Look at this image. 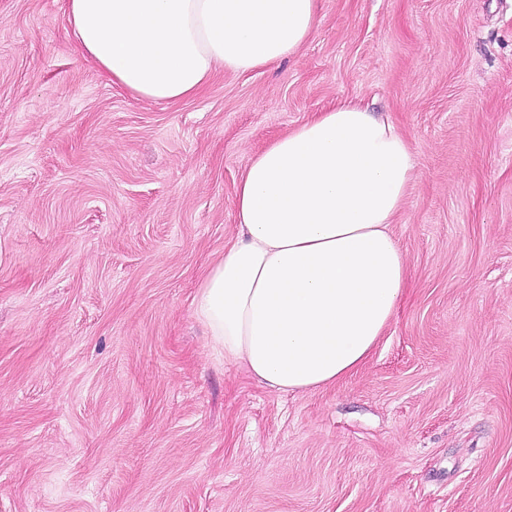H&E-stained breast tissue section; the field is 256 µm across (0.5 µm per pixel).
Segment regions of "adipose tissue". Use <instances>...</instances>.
Masks as SVG:
<instances>
[{
  "label": "adipose tissue",
  "mask_w": 512,
  "mask_h": 512,
  "mask_svg": "<svg viewBox=\"0 0 512 512\" xmlns=\"http://www.w3.org/2000/svg\"><path fill=\"white\" fill-rule=\"evenodd\" d=\"M67 14L81 54L154 103L192 97L219 67L282 62L316 24L315 0H67ZM415 170L395 125L353 103L250 160L235 189L237 233L194 299L225 362L288 393L367 360L403 295L393 224Z\"/></svg>",
  "instance_id": "1"
}]
</instances>
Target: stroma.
Instances as JSON below:
<instances>
[{
    "mask_svg": "<svg viewBox=\"0 0 512 512\" xmlns=\"http://www.w3.org/2000/svg\"><path fill=\"white\" fill-rule=\"evenodd\" d=\"M417 167L368 360L306 394L226 363L194 297L235 187L336 104ZM0 512H512V0H317L281 63L143 101L66 0H0Z\"/></svg>",
    "mask_w": 512,
    "mask_h": 512,
    "instance_id": "1",
    "label": "stroma"
}]
</instances>
